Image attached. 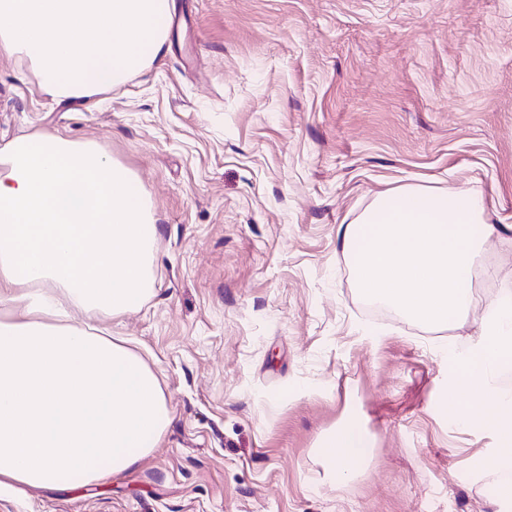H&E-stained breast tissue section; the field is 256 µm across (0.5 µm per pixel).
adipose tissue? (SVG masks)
Masks as SVG:
<instances>
[{
    "mask_svg": "<svg viewBox=\"0 0 512 512\" xmlns=\"http://www.w3.org/2000/svg\"><path fill=\"white\" fill-rule=\"evenodd\" d=\"M156 234L134 175L92 144L24 135L0 151V482H103L157 447L171 411L156 376L92 325L145 301ZM368 446L347 420L319 452L346 477Z\"/></svg>",
    "mask_w": 512,
    "mask_h": 512,
    "instance_id": "adipose-tissue-1",
    "label": "adipose tissue"
}]
</instances>
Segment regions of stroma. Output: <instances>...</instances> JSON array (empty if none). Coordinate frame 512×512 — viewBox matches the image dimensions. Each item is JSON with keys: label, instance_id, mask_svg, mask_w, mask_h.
Instances as JSON below:
<instances>
[{"label": "stroma", "instance_id": "stroma-1", "mask_svg": "<svg viewBox=\"0 0 512 512\" xmlns=\"http://www.w3.org/2000/svg\"><path fill=\"white\" fill-rule=\"evenodd\" d=\"M57 133L146 195L150 292L100 327L172 419L123 475L2 485L0 512H497L494 425L442 407L474 326L370 301L337 228L398 186L480 195L476 300L512 293V0H174L150 67L81 100L0 48V149ZM348 418L373 446L340 479L316 448Z\"/></svg>", "mask_w": 512, "mask_h": 512}]
</instances>
